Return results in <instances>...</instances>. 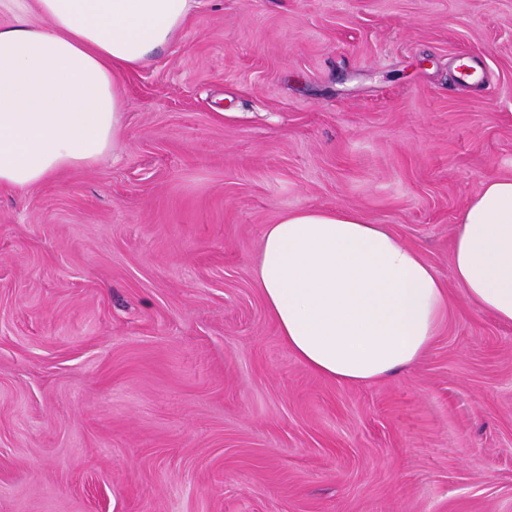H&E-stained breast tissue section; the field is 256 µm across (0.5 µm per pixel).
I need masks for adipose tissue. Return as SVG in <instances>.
<instances>
[{
    "instance_id": "obj_1",
    "label": "adipose tissue",
    "mask_w": 512,
    "mask_h": 512,
    "mask_svg": "<svg viewBox=\"0 0 512 512\" xmlns=\"http://www.w3.org/2000/svg\"><path fill=\"white\" fill-rule=\"evenodd\" d=\"M192 9L0 0V187L97 163L122 132L124 75L179 41ZM452 265L467 301L512 325V176L486 181L460 212ZM254 279L288 349L346 384L413 365L448 308L420 253L351 208H300L267 225Z\"/></svg>"
}]
</instances>
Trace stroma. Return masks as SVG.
<instances>
[{
	"instance_id": "stroma-1",
	"label": "stroma",
	"mask_w": 512,
	"mask_h": 512,
	"mask_svg": "<svg viewBox=\"0 0 512 512\" xmlns=\"http://www.w3.org/2000/svg\"><path fill=\"white\" fill-rule=\"evenodd\" d=\"M113 153L0 188V512H512V325L452 268L512 175V0H197ZM345 207L448 290L411 367L306 368L251 271Z\"/></svg>"
}]
</instances>
